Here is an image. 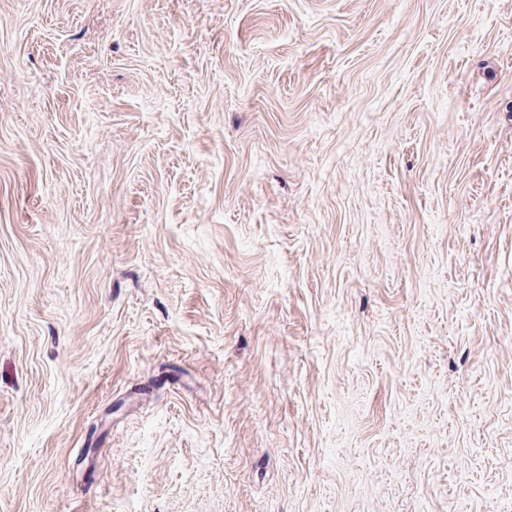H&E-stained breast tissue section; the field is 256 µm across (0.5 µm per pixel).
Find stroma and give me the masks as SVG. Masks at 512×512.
I'll return each mask as SVG.
<instances>
[{
  "instance_id": "stroma-1",
  "label": "stroma",
  "mask_w": 512,
  "mask_h": 512,
  "mask_svg": "<svg viewBox=\"0 0 512 512\" xmlns=\"http://www.w3.org/2000/svg\"><path fill=\"white\" fill-rule=\"evenodd\" d=\"M0 512H512V0H0Z\"/></svg>"
}]
</instances>
